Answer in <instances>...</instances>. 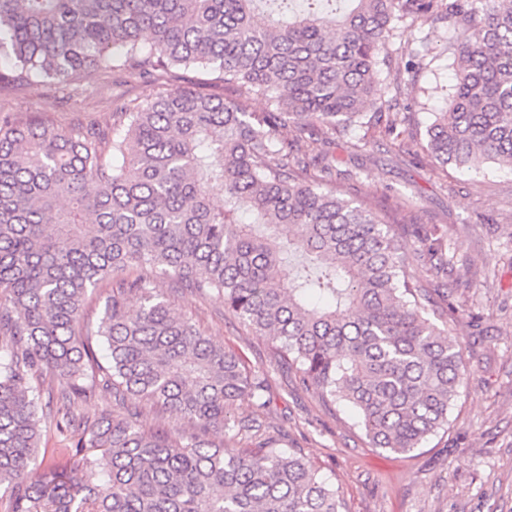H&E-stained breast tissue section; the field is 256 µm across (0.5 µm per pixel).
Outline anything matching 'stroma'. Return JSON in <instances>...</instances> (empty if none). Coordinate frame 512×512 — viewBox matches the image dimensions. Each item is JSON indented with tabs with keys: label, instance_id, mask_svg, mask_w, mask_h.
I'll use <instances>...</instances> for the list:
<instances>
[{
	"label": "stroma",
	"instance_id": "obj_1",
	"mask_svg": "<svg viewBox=\"0 0 512 512\" xmlns=\"http://www.w3.org/2000/svg\"><path fill=\"white\" fill-rule=\"evenodd\" d=\"M419 36L428 49L419 67L406 72V56L391 48L383 68L403 135L389 137L384 122L363 116L348 130L321 131L317 150L335 159L348 197L396 215L405 242L421 224L438 226L447 240V270L413 264L436 308L457 309L447 326L466 371L447 431L407 455L371 447L353 412L299 387L294 373L275 364L271 343L225 311L221 298L187 294L175 305L246 366L267 373L263 418L271 434L283 450L302 449L339 487L343 512H512V170L487 162L467 171L431 160L426 129L455 82L453 40L441 23L425 25ZM160 89L124 70L67 88L38 81L0 91V113L38 114L64 128L105 123L114 100L141 104ZM360 137L367 145L358 149Z\"/></svg>",
	"mask_w": 512,
	"mask_h": 512
}]
</instances>
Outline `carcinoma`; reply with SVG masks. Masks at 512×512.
<instances>
[{"label": "carcinoma", "mask_w": 512, "mask_h": 512, "mask_svg": "<svg viewBox=\"0 0 512 512\" xmlns=\"http://www.w3.org/2000/svg\"><path fill=\"white\" fill-rule=\"evenodd\" d=\"M434 22L458 56L449 110L427 128L432 159L512 170V0H0V89L119 67L161 84L201 69L239 91L117 102L109 133L0 113L6 512H342L308 457L268 439L235 447L266 432V378L175 309L160 275L222 298L302 386L351 406L372 447L407 454L448 428L462 351L411 270L413 255L446 256L444 238L424 228L410 248L386 213L345 197L333 161L310 173L312 149L283 134L390 108L381 49ZM97 384L125 413L83 428L77 464L34 474L42 425L71 426ZM244 400L253 411L237 419ZM142 402L191 431L145 428Z\"/></svg>", "instance_id": "1"}]
</instances>
